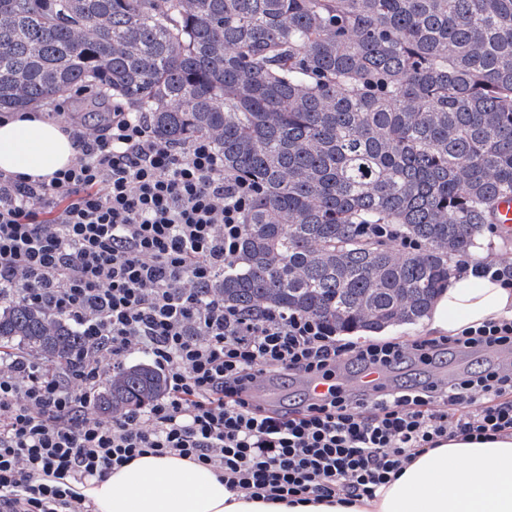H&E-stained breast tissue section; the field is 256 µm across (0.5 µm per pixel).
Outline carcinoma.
Wrapping results in <instances>:
<instances>
[{
  "label": "carcinoma",
  "mask_w": 512,
  "mask_h": 512,
  "mask_svg": "<svg viewBox=\"0 0 512 512\" xmlns=\"http://www.w3.org/2000/svg\"><path fill=\"white\" fill-rule=\"evenodd\" d=\"M88 87L161 141L211 140L224 175L260 187L212 283L230 307L416 323L512 198V0H0V111ZM0 346L75 368L85 339L2 302ZM165 390L137 362L95 401Z\"/></svg>",
  "instance_id": "1"
}]
</instances>
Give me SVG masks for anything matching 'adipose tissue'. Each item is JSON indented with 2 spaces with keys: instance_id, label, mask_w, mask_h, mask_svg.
<instances>
[{
  "instance_id": "adipose-tissue-1",
  "label": "adipose tissue",
  "mask_w": 512,
  "mask_h": 512,
  "mask_svg": "<svg viewBox=\"0 0 512 512\" xmlns=\"http://www.w3.org/2000/svg\"><path fill=\"white\" fill-rule=\"evenodd\" d=\"M75 155L72 140L50 121H0V171L51 178ZM512 317V283L472 275L450 278L425 318L428 331L455 336ZM94 512H512V437L453 438L427 449L398 479L361 505L265 502L230 492L214 471L175 456L146 455L88 480Z\"/></svg>"
}]
</instances>
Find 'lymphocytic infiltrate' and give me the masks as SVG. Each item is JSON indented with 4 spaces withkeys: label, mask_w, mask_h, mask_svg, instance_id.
I'll list each match as a JSON object with an SVG mask.
<instances>
[{
    "label": "lymphocytic infiltrate",
    "mask_w": 512,
    "mask_h": 512,
    "mask_svg": "<svg viewBox=\"0 0 512 512\" xmlns=\"http://www.w3.org/2000/svg\"><path fill=\"white\" fill-rule=\"evenodd\" d=\"M73 142L72 164L50 181L0 171V301L65 318L87 341L73 371L0 349V512H93L79 484L148 453L211 467L256 498L352 502L452 436L512 434V362L333 390L291 410L255 404L249 391L270 376L430 366L451 350L512 355V319L358 343L312 317L226 306L211 283L235 267L256 185L225 176L212 142H160L144 113L119 104ZM136 357L166 393L102 415L95 391Z\"/></svg>",
    "instance_id": "lymphocytic-infiltrate-1"
}]
</instances>
